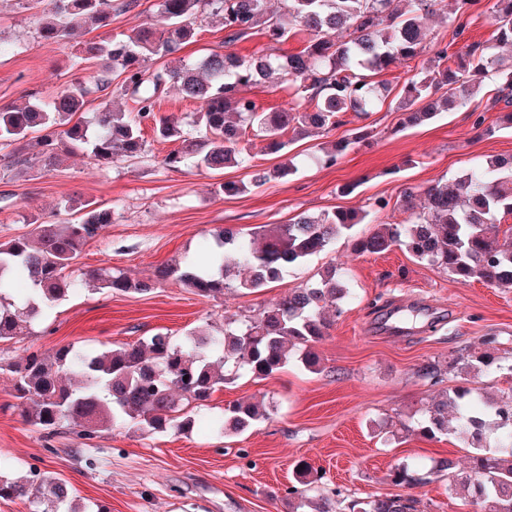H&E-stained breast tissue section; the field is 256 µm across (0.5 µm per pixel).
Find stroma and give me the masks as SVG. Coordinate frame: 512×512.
Instances as JSON below:
<instances>
[{"instance_id": "obj_1", "label": "stroma", "mask_w": 512, "mask_h": 512, "mask_svg": "<svg viewBox=\"0 0 512 512\" xmlns=\"http://www.w3.org/2000/svg\"><path fill=\"white\" fill-rule=\"evenodd\" d=\"M158 4L114 0L111 25L92 35L129 32L153 17ZM492 4L480 0L459 37L452 19H433L427 53L443 47L454 53L490 40ZM268 46L258 33L225 46L223 28L209 18L198 23L194 40L180 55L193 63L227 48L249 56ZM76 50L72 39L42 41L25 0H8L0 7V108L23 104L32 93L50 98L77 81L93 84L98 64L75 63ZM409 75L405 62L384 71L394 93L367 120L377 131L371 143L351 146L335 166L305 165L235 196L224 195L220 185L249 182V169H166L162 160L178 144L158 139L149 124L139 158L118 157L104 167L79 154H63L52 164L34 161L20 170L0 157V239L29 236L36 216L74 219L81 203L94 202L111 210L112 222L83 246L74 273L112 269L143 278L199 252L218 226L247 233L262 224H286L301 214L339 208L367 210L373 224L401 223L405 188L420 193L473 161L512 155V128L484 94L420 125L401 127L395 93ZM475 110L498 124L494 135L473 130ZM380 198L388 200L386 210H374ZM329 266L345 270L355 300L316 345L320 372L291 363L265 380L240 376L215 392L208 407L194 410L195 426L186 432L150 434L115 425L91 439L68 425L53 438L43 437L23 420L11 376L0 372V456L14 461V476L38 467L65 482L79 507L100 504L107 512H290L286 489L294 483L299 460L321 474L317 490L339 492L347 502L397 493L386 474L402 459L428 465L447 457L466 465L469 450L454 436L430 440L400 430L388 438L380 427L413 415L441 389L457 385L452 371L441 386L430 385L419 375L424 364H446L488 334L499 338L497 355L512 362V288L457 283L397 247L359 255L341 237L257 292L230 290L215 299L172 281L146 295L85 289L58 301L33 335L1 342L0 362L17 363L30 352L67 345L101 350L156 333L219 329L225 318L254 315ZM233 401L260 404L270 415L243 434H220L211 419ZM89 457L94 466L86 465ZM411 494L418 512H477L445 476Z\"/></svg>"}]
</instances>
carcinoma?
I'll use <instances>...</instances> for the list:
<instances>
[{"instance_id": "carcinoma-1", "label": "carcinoma", "mask_w": 512, "mask_h": 512, "mask_svg": "<svg viewBox=\"0 0 512 512\" xmlns=\"http://www.w3.org/2000/svg\"><path fill=\"white\" fill-rule=\"evenodd\" d=\"M159 0L156 19L130 33L79 42V62L100 65L95 91L112 87V73L123 78L116 93L133 102L131 111L105 105L85 119L91 93L71 84L48 100L39 98L21 107L0 109V147L16 163L38 156L49 164L59 149L80 153L96 166H107L118 156L137 158L145 147L143 125L151 122L163 140L182 141L163 159L167 169L204 167L219 170L229 164L253 169L250 184L224 183L226 195L260 187L270 176L284 177L293 162L272 171L254 167L253 156L241 147L247 131L263 137L264 152L282 156L299 137L347 123L351 113L369 118L391 92L378 79L396 61L413 60L424 53V28L442 0ZM480 0H455V35H462L470 10ZM43 8L35 14L37 33L57 41L103 28L112 21V0H35ZM212 18L224 27L230 45L262 33L271 45L286 40L297 29L309 39L302 51L281 55L263 52L248 59L232 51L212 52L194 63L178 56L193 37L200 18ZM495 43L474 42L460 55L436 51L399 92L403 126L435 117L420 103L441 88L444 110L460 107L480 92L486 82L496 84L491 107H512V65H503L497 48L512 47V0L492 6ZM166 64L152 67L153 58ZM279 74L291 90L288 107L258 112L242 91L272 74ZM175 87L197 103L192 126L184 132L173 117H159L155 108L161 95ZM38 127L49 133L27 142ZM364 125L355 136L322 148L319 162L336 165L352 144L371 137ZM414 191L405 192L408 219L399 224H375L352 240L358 254H381L401 247L419 261L436 266L457 282L481 281L493 287H512V225L499 239L497 222L512 217V159H487L459 176L439 181L425 191L424 205L414 210ZM73 221L34 220L30 237L0 241V342L32 334V323L55 302L90 285L144 294L173 279L202 297H215L233 288L251 293L280 280L290 270L330 247L336 239L365 221L367 214L335 210L299 217L287 224H264L243 235L220 229L203 245L199 256L184 262V269L162 267L154 277L132 280L124 273L92 271L73 275L71 262L83 245L112 223V211L94 202L82 206ZM349 291L331 268L315 281H306L279 302L247 319L226 318L224 329L213 334L192 330L182 336L157 333L136 344L89 352L63 346L51 355L32 352L19 364H0L13 376V388L23 400L21 415L50 437L65 422L82 428L90 439L100 429L132 424L148 432L171 428L188 431L194 419L179 418L181 401L206 405L213 393L231 383L237 373L265 380L295 361L316 373L321 361L315 350L328 335L330 323L323 311L342 313ZM497 336L481 340L477 351L464 350L448 367L464 376V383L442 392L422 411L417 432L435 439L448 434V411H453V433L471 448L467 471L441 458L430 467L408 460L390 468L387 479L413 489L445 472L455 477L481 512H512V391L486 398L472 386L487 373L512 375V363L494 356ZM267 411L238 401L224 408L215 427L224 434H240ZM12 463L0 458V499L24 498L31 512H77L69 505L67 485L33 469L29 477L8 476ZM296 484L286 494L294 497L293 512H339L341 501L311 496L319 477L308 464L294 465ZM409 495L369 496L350 504L349 512H417Z\"/></svg>"}]
</instances>
